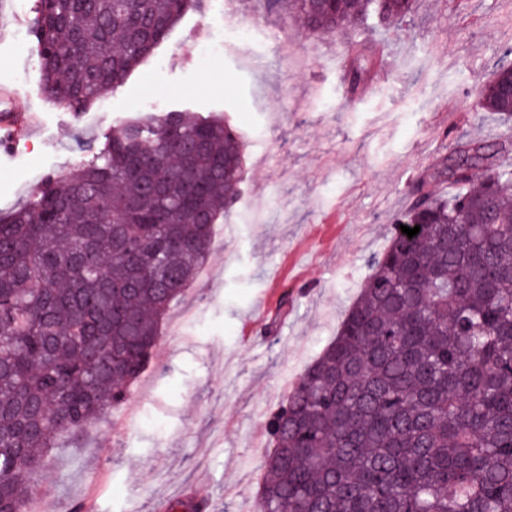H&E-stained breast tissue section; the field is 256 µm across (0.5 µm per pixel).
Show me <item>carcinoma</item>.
<instances>
[{
	"label": "carcinoma",
	"mask_w": 512,
	"mask_h": 512,
	"mask_svg": "<svg viewBox=\"0 0 512 512\" xmlns=\"http://www.w3.org/2000/svg\"><path fill=\"white\" fill-rule=\"evenodd\" d=\"M42 91L75 116L123 85L203 0H37ZM311 33L414 0H271ZM376 60L348 59L349 88ZM512 48L477 89L512 118ZM512 136L455 146L424 179L336 338L267 422L258 512H512ZM222 117L124 119L94 158L0 214V499L144 374L170 307L242 183ZM454 192L445 195L439 187ZM420 226L413 238L400 226Z\"/></svg>",
	"instance_id": "obj_1"
}]
</instances>
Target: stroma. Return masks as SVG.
Masks as SVG:
<instances>
[{"label": "stroma", "mask_w": 512, "mask_h": 512, "mask_svg": "<svg viewBox=\"0 0 512 512\" xmlns=\"http://www.w3.org/2000/svg\"><path fill=\"white\" fill-rule=\"evenodd\" d=\"M35 7L0 0V86L19 92L36 125L0 153V212L91 160L118 121L155 106L224 116L245 169L144 375L82 447L49 449L28 481L52 512H155L175 500L256 512L272 445L255 435L334 338L388 245L407 184L447 155L448 135L505 133L494 117L476 119L473 91L512 46V0H416L410 20L386 32L369 19L355 40L387 53L354 106L342 82L346 42L308 33L268 0L238 3L262 61L232 49L201 54L224 24L220 0H208L77 119L41 91ZM284 39L308 53L304 70L282 62ZM261 302L266 314L253 317Z\"/></svg>", "instance_id": "1"}]
</instances>
